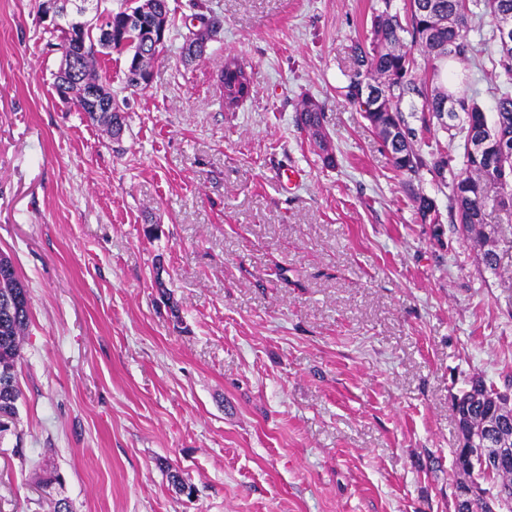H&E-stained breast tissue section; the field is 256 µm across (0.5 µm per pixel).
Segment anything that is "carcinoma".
<instances>
[{"label": "carcinoma", "mask_w": 512, "mask_h": 512, "mask_svg": "<svg viewBox=\"0 0 512 512\" xmlns=\"http://www.w3.org/2000/svg\"><path fill=\"white\" fill-rule=\"evenodd\" d=\"M169 0H148L146 10L134 17L122 10L111 12L112 44H101L83 58L81 79L71 85L70 101L87 118L103 126L110 138L122 139L126 119L121 112H95L86 102L92 88H104L98 73L99 56L116 52L126 55L125 87L137 88V77L151 73L158 52L143 48L140 31L145 27L160 28L169 19ZM491 17L490 37L483 45L496 47L498 59L493 61L497 92L495 112L487 117L476 99L468 77L448 82V68L462 65L477 52L469 38L472 25ZM512 20V0H374L371 4V37L353 47V67L340 95L351 105L362 109L373 130L386 121L399 126L406 140L384 144L394 168L407 176L405 187L415 202V214L422 224L435 225L440 236L442 214L435 201L414 192L412 177L425 172L438 186L448 189V223L452 231L468 239L481 252L485 268L497 270V253L484 229L487 189L496 188L499 207L512 209V155L491 154L476 161L469 149L459 158L432 149L418 136L412 121L428 130L437 124L453 139L468 142L470 131L481 133L493 141L512 143V45H505L500 22ZM183 53L195 59L205 52V37L185 38ZM224 83V107L234 110L239 101L253 90L251 73L235 56L224 59L220 69ZM376 97L360 100L364 86ZM452 100L457 110L443 111L445 101ZM298 124L322 147L324 165L336 166V157L327 146L322 106L313 99L302 101L297 109ZM32 322L28 289L22 283L12 259L0 253V437L10 431L19 414L21 390L17 365L21 359L22 341ZM512 424V402L492 391L482 396L471 409L469 421L458 419L459 434L482 433L489 411ZM483 484L495 490L512 512V466L494 474H484Z\"/></svg>", "instance_id": "carcinoma-1"}]
</instances>
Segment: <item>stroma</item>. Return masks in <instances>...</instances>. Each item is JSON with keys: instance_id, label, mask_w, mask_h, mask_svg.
I'll return each mask as SVG.
<instances>
[{"instance_id": "35a3bbf8", "label": "stroma", "mask_w": 512, "mask_h": 512, "mask_svg": "<svg viewBox=\"0 0 512 512\" xmlns=\"http://www.w3.org/2000/svg\"><path fill=\"white\" fill-rule=\"evenodd\" d=\"M41 3L0 0V252L32 310L0 512H51L45 469L72 512H453V397L512 379V211L487 208L494 271L416 221L411 192L446 194L424 172L406 191L338 94L371 0H170L148 86L101 63L118 143L57 96ZM229 55L254 82L233 112ZM298 124L309 136L322 147V161L327 167H335L336 157L327 146V134L324 128V112L322 106L313 99L302 101L297 109Z\"/></svg>"}]
</instances>
